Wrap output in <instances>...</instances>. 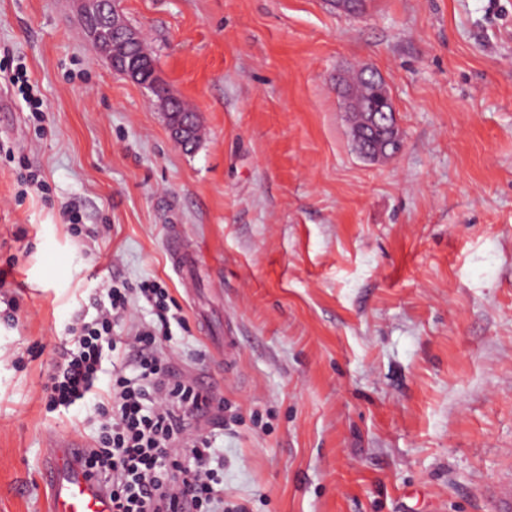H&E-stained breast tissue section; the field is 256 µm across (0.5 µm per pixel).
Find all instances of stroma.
<instances>
[{"label": "stroma", "mask_w": 512, "mask_h": 512, "mask_svg": "<svg viewBox=\"0 0 512 512\" xmlns=\"http://www.w3.org/2000/svg\"><path fill=\"white\" fill-rule=\"evenodd\" d=\"M115 7L197 112L193 152L71 0H0V61L42 101L0 78V512H49L50 438L92 436V402L50 412L43 386L107 279L183 317L165 348L214 379L226 507L512 512V0ZM359 67L389 83L393 158L352 145ZM166 251L172 263L174 272L184 281V270L187 264V253L183 242L179 239L174 226L170 227L166 242Z\"/></svg>", "instance_id": "obj_1"}]
</instances>
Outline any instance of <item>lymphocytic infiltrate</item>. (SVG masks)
I'll return each instance as SVG.
<instances>
[{"label":"lymphocytic infiltrate","instance_id":"f902f5d3","mask_svg":"<svg viewBox=\"0 0 512 512\" xmlns=\"http://www.w3.org/2000/svg\"><path fill=\"white\" fill-rule=\"evenodd\" d=\"M135 298L154 317L130 335H117ZM168 300L154 279L133 290L108 287L96 316L72 324V342L60 349L44 386L52 411L96 395L95 432L82 467L108 491L112 512L224 508L223 459L201 423L211 412V397L176 373L163 347L173 337ZM107 361L111 381L100 395L96 383Z\"/></svg>","mask_w":512,"mask_h":512}]
</instances>
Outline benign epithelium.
I'll return each instance as SVG.
<instances>
[{"instance_id": "benign-epithelium-1", "label": "benign epithelium", "mask_w": 512, "mask_h": 512, "mask_svg": "<svg viewBox=\"0 0 512 512\" xmlns=\"http://www.w3.org/2000/svg\"><path fill=\"white\" fill-rule=\"evenodd\" d=\"M336 10L353 17L367 11L368 0H330ZM79 16L86 36L97 51L112 64V70L139 86L149 89L163 111L171 140L180 148L195 145L200 127L197 114H180L175 111V97L161 90L162 80L151 54L146 50L139 33L130 27L114 9L108 12L103 26L96 25L103 12L106 0H76ZM381 97L367 109V127L372 139L390 145L395 153L403 149L398 133L396 113L385 79L376 78Z\"/></svg>"}]
</instances>
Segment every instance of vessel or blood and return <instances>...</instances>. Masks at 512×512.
<instances>
[{
    "label": "vessel or blood",
    "mask_w": 512,
    "mask_h": 512,
    "mask_svg": "<svg viewBox=\"0 0 512 512\" xmlns=\"http://www.w3.org/2000/svg\"><path fill=\"white\" fill-rule=\"evenodd\" d=\"M166 251L176 274H183L187 254L177 233H169ZM79 442L54 440L47 454L45 480L51 490V512H112V503L99 484L86 476L78 462Z\"/></svg>",
    "instance_id": "b4317fda"
}]
</instances>
